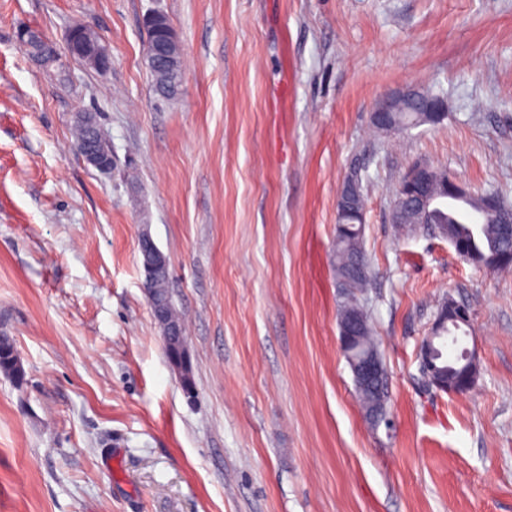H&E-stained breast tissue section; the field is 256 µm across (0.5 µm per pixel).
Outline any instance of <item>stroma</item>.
Segmentation results:
<instances>
[{
  "instance_id": "35a3bbf8",
  "label": "stroma",
  "mask_w": 512,
  "mask_h": 512,
  "mask_svg": "<svg viewBox=\"0 0 512 512\" xmlns=\"http://www.w3.org/2000/svg\"><path fill=\"white\" fill-rule=\"evenodd\" d=\"M151 11L183 80L157 96ZM104 74L37 66L75 26ZM444 99L438 126L379 133L385 93ZM95 113L115 165L76 149ZM425 161L512 205V0H0V512H512V272L389 221ZM358 174L362 297L390 374L371 428L340 346L336 197ZM148 229L170 260L193 394L141 289ZM469 305L467 393L426 387L419 345ZM430 174L431 165L426 162L415 163L399 181L401 184L399 196L404 198V200L406 199L403 195L407 196L409 199L417 197L420 187L429 180ZM404 185H407V187L404 188ZM13 339L9 336H1L0 338V372L9 375L14 379L16 384H23L25 380V371L20 373L19 368L14 362V344Z\"/></svg>"
}]
</instances>
